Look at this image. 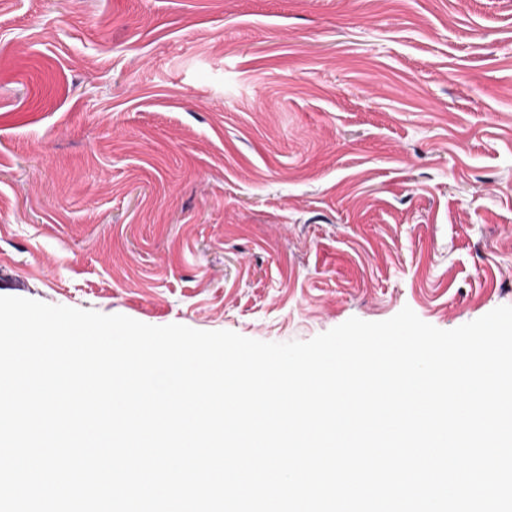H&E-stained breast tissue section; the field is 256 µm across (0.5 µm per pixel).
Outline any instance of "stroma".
I'll return each mask as SVG.
<instances>
[{
    "mask_svg": "<svg viewBox=\"0 0 512 512\" xmlns=\"http://www.w3.org/2000/svg\"><path fill=\"white\" fill-rule=\"evenodd\" d=\"M0 296L264 342L512 305V0H0Z\"/></svg>",
    "mask_w": 512,
    "mask_h": 512,
    "instance_id": "stroma-1",
    "label": "stroma"
}]
</instances>
